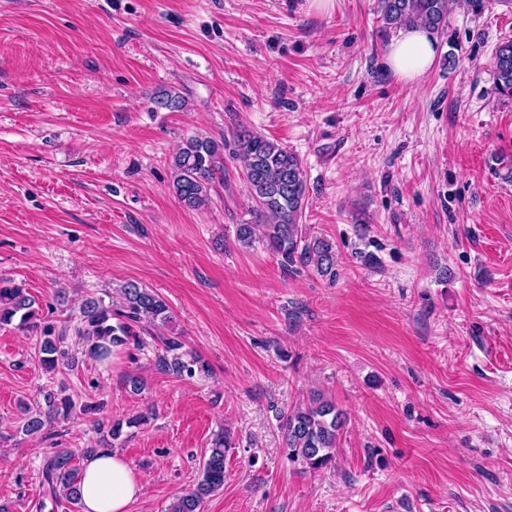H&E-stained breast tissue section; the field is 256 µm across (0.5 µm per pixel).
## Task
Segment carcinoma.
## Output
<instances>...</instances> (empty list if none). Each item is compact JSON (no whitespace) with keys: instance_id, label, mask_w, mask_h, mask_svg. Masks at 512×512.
<instances>
[{"instance_id":"cac0c4a2","label":"carcinoma","mask_w":512,"mask_h":512,"mask_svg":"<svg viewBox=\"0 0 512 512\" xmlns=\"http://www.w3.org/2000/svg\"><path fill=\"white\" fill-rule=\"evenodd\" d=\"M495 0H379L378 22L382 36L404 27L421 26L432 32L448 24V16L459 4L480 13ZM492 82L501 100H512V39L501 41L492 60ZM157 104L173 110L185 107V99L176 92L161 90ZM232 155L243 162L246 187L255 203L256 221L236 225V241L243 248L258 242L269 250L286 271H311L333 284L336 282V250L329 240L306 232L300 223L306 206V178L300 159L287 148L261 135L242 130L234 141ZM172 187L185 206L205 207L215 183L224 177V142L211 137L193 136L183 143L171 162ZM170 307L154 290L137 282L123 284L116 295L87 297L81 307L75 335L82 343V354L99 363L125 351L141 350L143 325L165 326L171 322ZM16 324L32 331L35 351L47 372L74 367V356L65 348L66 336L51 323L40 321L39 307L23 286L0 277V325ZM156 368L176 378H191L209 373L207 363L185 349L180 336H161ZM47 410L26 411L22 430L37 434L58 417L68 418L76 403L63 392L44 394ZM149 415L139 413L126 421L108 425L107 436L117 439L123 427L137 428ZM345 416L335 402L322 394L309 403L281 415L288 457L315 471L327 467L335 457L337 439ZM229 437L221 431L210 442L209 454L202 465L201 478L194 489L176 497L168 512H202L207 498L224 487V465ZM73 452L60 448L48 456L42 466V484L56 497L70 504L81 503L80 472L72 465Z\"/></svg>"}]
</instances>
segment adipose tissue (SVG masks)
<instances>
[{"instance_id": "ef3b65f1", "label": "adipose tissue", "mask_w": 512, "mask_h": 512, "mask_svg": "<svg viewBox=\"0 0 512 512\" xmlns=\"http://www.w3.org/2000/svg\"><path fill=\"white\" fill-rule=\"evenodd\" d=\"M436 43L430 31L405 27L387 49V65L401 79L419 80L434 64ZM82 512H129L143 491L142 474L112 451L90 454L81 474Z\"/></svg>"}]
</instances>
